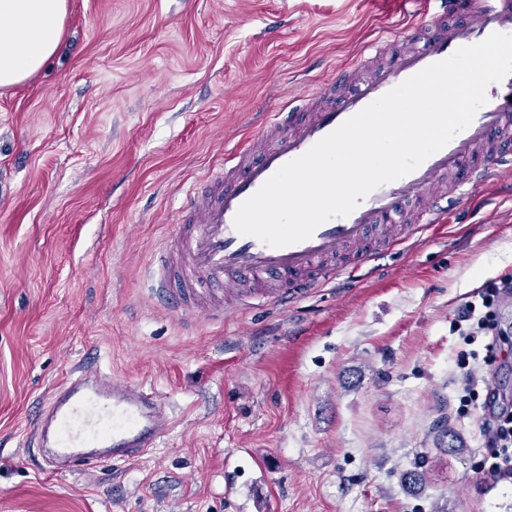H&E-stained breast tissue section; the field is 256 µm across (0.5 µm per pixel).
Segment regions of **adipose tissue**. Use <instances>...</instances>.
<instances>
[{"label": "adipose tissue", "mask_w": 512, "mask_h": 512, "mask_svg": "<svg viewBox=\"0 0 512 512\" xmlns=\"http://www.w3.org/2000/svg\"><path fill=\"white\" fill-rule=\"evenodd\" d=\"M68 0H0V89L22 84L57 53Z\"/></svg>", "instance_id": "adipose-tissue-1"}]
</instances>
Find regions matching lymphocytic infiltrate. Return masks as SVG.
Masks as SVG:
<instances>
[{"mask_svg":"<svg viewBox=\"0 0 512 512\" xmlns=\"http://www.w3.org/2000/svg\"><path fill=\"white\" fill-rule=\"evenodd\" d=\"M512 298V277L489 281L476 299L464 303L454 326L466 342L486 337L484 354L460 352L457 366L464 377L463 405L483 401L489 415L481 417L480 440L491 454L485 460L482 474L493 483H512V406L498 407V396L491 381L496 375L497 358L505 344L512 342V331L502 328L497 308L505 298Z\"/></svg>","mask_w":512,"mask_h":512,"instance_id":"f902f5d3","label":"lymphocytic infiltrate"}]
</instances>
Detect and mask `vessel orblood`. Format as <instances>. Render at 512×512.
<instances>
[{
    "instance_id": "obj_1",
    "label": "vessel or blood",
    "mask_w": 512,
    "mask_h": 512,
    "mask_svg": "<svg viewBox=\"0 0 512 512\" xmlns=\"http://www.w3.org/2000/svg\"><path fill=\"white\" fill-rule=\"evenodd\" d=\"M415 5L432 36L397 54L386 68L363 77L324 109L292 106L274 112L224 153L200 189L187 194L151 262L153 286L175 312L200 311L224 321V291L265 278L274 290L259 298L279 303L327 287L338 274L357 280L370 261L366 242L378 224H397L391 246L427 224L446 223L454 205L512 166V75L490 84L471 124L410 174L383 184L345 217L321 224L304 241L273 247L234 228L239 207L280 167L300 157L374 100L456 49L493 33L512 34V0H396ZM253 293H244L251 302ZM156 391L113 377L100 366L71 369L37 419L46 467L55 473H90L129 462L155 447L174 425Z\"/></svg>"
}]
</instances>
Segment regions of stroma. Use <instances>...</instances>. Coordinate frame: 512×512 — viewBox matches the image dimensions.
Listing matches in <instances>:
<instances>
[{
    "label": "stroma",
    "mask_w": 512,
    "mask_h": 512,
    "mask_svg": "<svg viewBox=\"0 0 512 512\" xmlns=\"http://www.w3.org/2000/svg\"><path fill=\"white\" fill-rule=\"evenodd\" d=\"M417 25L391 0H69L59 54L0 92V512H512V485L479 475L476 415L456 412L453 330L512 276V171L353 286L242 310L228 289L213 325L142 281L184 191L260 114L352 61L369 73L366 43L396 53ZM95 363L177 421L140 459L47 473L38 415Z\"/></svg>",
    "instance_id": "35a3bbf8"
}]
</instances>
